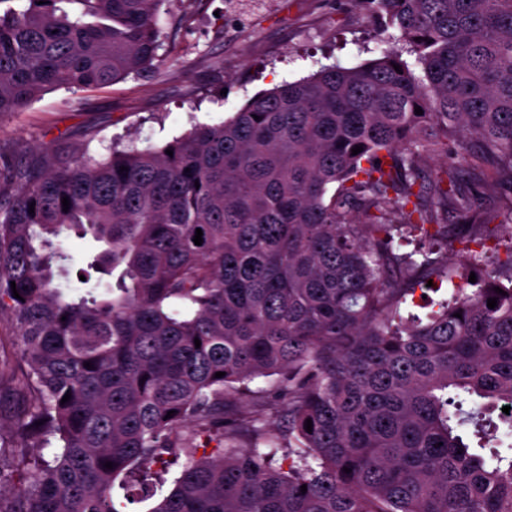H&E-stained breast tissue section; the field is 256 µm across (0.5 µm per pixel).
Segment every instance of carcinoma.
Wrapping results in <instances>:
<instances>
[{"mask_svg":"<svg viewBox=\"0 0 512 512\" xmlns=\"http://www.w3.org/2000/svg\"><path fill=\"white\" fill-rule=\"evenodd\" d=\"M163 2L0 0V114L158 68ZM352 2L401 48L162 147L0 151V319L21 352L0 360V512H129L166 455L185 464L145 512H512V444L478 453L459 431L512 434V0ZM438 153L448 165L426 172ZM487 186L507 197L506 259L424 321L417 288L459 270L398 248L459 227L479 266ZM65 230L104 244L95 286L60 282Z\"/></svg>","mask_w":512,"mask_h":512,"instance_id":"cac0c4a2","label":"carcinoma"}]
</instances>
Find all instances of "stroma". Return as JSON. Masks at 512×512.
Listing matches in <instances>:
<instances>
[{"instance_id": "stroma-1", "label": "stroma", "mask_w": 512, "mask_h": 512, "mask_svg": "<svg viewBox=\"0 0 512 512\" xmlns=\"http://www.w3.org/2000/svg\"><path fill=\"white\" fill-rule=\"evenodd\" d=\"M157 72L108 86L49 91L0 115V149L160 147L194 124H218L255 94L320 66L359 65L393 43L351 0H165Z\"/></svg>"}]
</instances>
